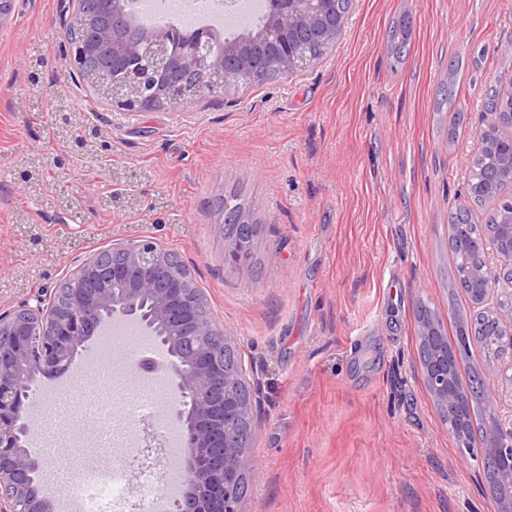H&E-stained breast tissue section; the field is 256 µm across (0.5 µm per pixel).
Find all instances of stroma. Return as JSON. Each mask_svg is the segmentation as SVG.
I'll return each instance as SVG.
<instances>
[{
  "mask_svg": "<svg viewBox=\"0 0 512 512\" xmlns=\"http://www.w3.org/2000/svg\"><path fill=\"white\" fill-rule=\"evenodd\" d=\"M72 12L18 0L0 27V313L154 238L258 382L245 512H493L424 385L416 312L449 333L473 313L449 288L448 214L493 209L468 180L488 90L512 89V0H352L308 70L134 116L72 80ZM234 191L261 226L240 263L217 210Z\"/></svg>",
  "mask_w": 512,
  "mask_h": 512,
  "instance_id": "obj_1",
  "label": "stroma"
}]
</instances>
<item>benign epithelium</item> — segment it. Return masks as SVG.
I'll list each match as a JSON object with an SVG mask.
<instances>
[{
    "mask_svg": "<svg viewBox=\"0 0 512 512\" xmlns=\"http://www.w3.org/2000/svg\"><path fill=\"white\" fill-rule=\"evenodd\" d=\"M83 0H73L74 25L88 29L92 38L68 46L71 57L112 51V60H133L127 77L106 83L95 74L86 82L107 104L130 112L163 111L189 99L188 85L167 80L155 83L160 71L190 72L202 68L207 86L196 89L202 95L216 88L238 86L250 72L252 52L273 44L278 55L271 68L280 75L304 71L319 62L341 39L347 17L336 16V0H275V7L256 28L246 29L212 53V30L201 32L185 43L178 53L170 52L169 37L160 29L149 30L138 39H128L115 28L106 27L94 12L85 11ZM480 133L481 151L498 156L500 175L481 187L489 200L506 207L489 238L499 257L492 266L484 254L470 271L472 279L484 285L478 306L494 315L507 308L511 315L500 324L502 338L487 343L496 359L491 374L496 383L484 387L490 419L484 426L482 450L512 469V419L503 420V391H512V289H500L496 307L486 308L489 295L499 283V269L512 263V131L497 139L501 118L512 113L491 112ZM119 263H107L95 255L64 282L60 295L64 307L43 308L23 304L8 315H0V512H54L53 503L32 492L33 474L39 464L25 448L29 433L24 398L42 376H52L68 367L76 355L95 341L96 328L121 317L146 334L158 336L172 356L171 372L177 396L192 399L190 414L182 415L174 405L175 418L189 454L185 460L186 488L179 512H244L243 501L232 494L245 468L247 445L239 437L236 424L244 421L256 428L255 389L247 371L227 368L218 353L233 345L234 338L212 322L200 321L189 300L192 279L188 276L167 281L163 273L173 263L168 251L151 237L120 246ZM135 274L133 287L118 299L109 288L94 291V281L118 282ZM424 379L433 400L448 408H458L464 398L448 387V369L424 370Z\"/></svg>",
    "mask_w": 512,
    "mask_h": 512,
    "instance_id": "7a95c632",
    "label": "benign epithelium"
}]
</instances>
